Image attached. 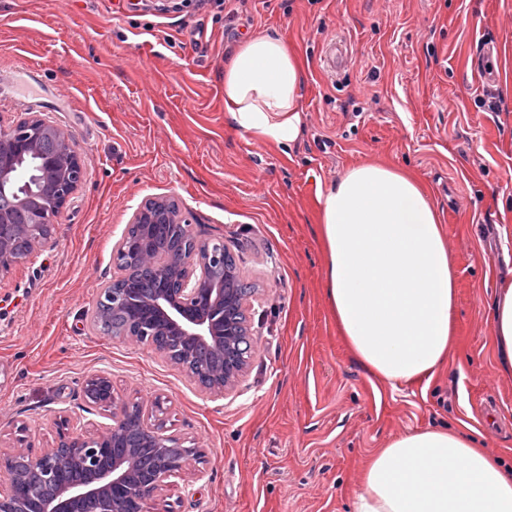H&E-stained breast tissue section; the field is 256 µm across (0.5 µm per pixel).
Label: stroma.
Returning <instances> with one entry per match:
<instances>
[{
  "mask_svg": "<svg viewBox=\"0 0 512 512\" xmlns=\"http://www.w3.org/2000/svg\"><path fill=\"white\" fill-rule=\"evenodd\" d=\"M275 31L310 63L288 151L235 129L224 58ZM350 62L321 64L329 40ZM496 44L497 74L472 60ZM0 124L30 113L71 135L83 182L38 254L0 272V450L37 454L55 419L103 423L84 378L161 399L164 431L206 451L149 512H348L396 435L464 424L512 462V376L494 368L489 306L512 247V0H0ZM382 161L424 183L458 273L462 350L430 384L394 390L351 354L325 294L318 194ZM240 257L255 353L226 397L203 396L151 346L101 334L99 289L145 199Z\"/></svg>",
  "mask_w": 512,
  "mask_h": 512,
  "instance_id": "stroma-1",
  "label": "stroma"
}]
</instances>
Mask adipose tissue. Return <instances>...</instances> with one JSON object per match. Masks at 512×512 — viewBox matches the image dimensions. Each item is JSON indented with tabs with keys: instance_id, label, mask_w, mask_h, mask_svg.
<instances>
[{
	"instance_id": "obj_1",
	"label": "adipose tissue",
	"mask_w": 512,
	"mask_h": 512,
	"mask_svg": "<svg viewBox=\"0 0 512 512\" xmlns=\"http://www.w3.org/2000/svg\"><path fill=\"white\" fill-rule=\"evenodd\" d=\"M309 63L276 33L242 42L224 62V110L252 138L288 149L302 124ZM325 290L353 356L382 385L431 382L460 343L458 275L428 194L410 173L365 163L318 196ZM498 373L512 374V277L490 310ZM476 429L398 435L370 458L350 512H512V469Z\"/></svg>"
}]
</instances>
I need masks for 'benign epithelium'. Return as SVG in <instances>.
Masks as SVG:
<instances>
[{"label": "benign epithelium", "mask_w": 512, "mask_h": 512, "mask_svg": "<svg viewBox=\"0 0 512 512\" xmlns=\"http://www.w3.org/2000/svg\"><path fill=\"white\" fill-rule=\"evenodd\" d=\"M43 133L59 143L57 151L40 152V158L46 172L60 175L62 190L48 211L27 198L0 211V270L19 262V246H26L28 257L51 240L57 217L83 181L82 159L69 134L34 114L13 127H0V194L10 183L12 159L39 152ZM130 223L175 227L170 257L157 266L147 237L129 246L120 241L113 260L124 267L125 278L153 267L154 292L144 300L132 283L110 281L100 289L96 314H124L123 339L153 340L157 353L182 368L201 392L227 395L245 375L254 347L248 344L247 356L240 355L246 331L239 316L246 315L248 293L224 285L223 241L192 235L178 201L168 196L147 199ZM82 390L90 405L109 412L111 423L87 433L61 415L54 422L52 447L39 454L0 452V474L9 482L0 512H83L88 502L98 503L100 512H147L148 501L169 479L205 457L197 443L185 446L162 427L150 426L145 402L118 399L108 374L88 375Z\"/></svg>", "instance_id": "obj_1"}]
</instances>
